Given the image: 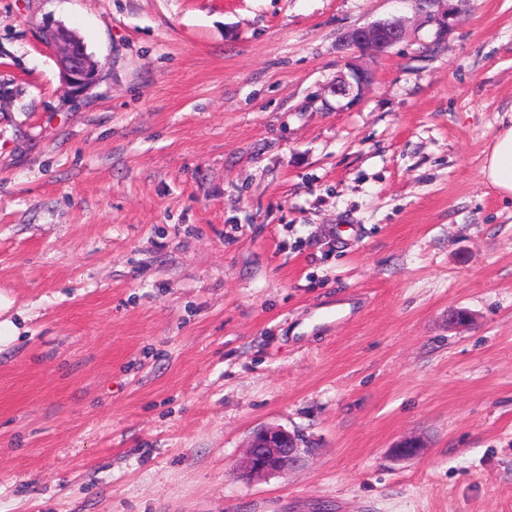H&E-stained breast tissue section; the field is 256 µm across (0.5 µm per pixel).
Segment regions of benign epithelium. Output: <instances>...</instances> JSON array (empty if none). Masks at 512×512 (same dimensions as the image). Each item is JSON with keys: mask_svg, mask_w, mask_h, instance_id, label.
<instances>
[{"mask_svg": "<svg viewBox=\"0 0 512 512\" xmlns=\"http://www.w3.org/2000/svg\"><path fill=\"white\" fill-rule=\"evenodd\" d=\"M41 37L55 54L67 94L83 95L99 82L101 65L88 55L80 41L51 26L41 29ZM403 37L404 29L398 22L377 21L352 30L345 40L363 54H377L398 44ZM374 79L372 70L364 67L357 57H349L345 72L336 76L330 85L337 108L344 109L359 102ZM421 448L423 445L417 439L408 438L393 449V456L408 460L418 456ZM312 453L313 449L302 447L298 435L280 426H261L249 437L236 470L242 479L258 481L298 465Z\"/></svg>", "mask_w": 512, "mask_h": 512, "instance_id": "1", "label": "benign epithelium"}]
</instances>
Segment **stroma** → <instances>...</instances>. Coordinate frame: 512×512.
<instances>
[{
    "mask_svg": "<svg viewBox=\"0 0 512 512\" xmlns=\"http://www.w3.org/2000/svg\"><path fill=\"white\" fill-rule=\"evenodd\" d=\"M510 122L512 0H0V512H512ZM404 29L397 21H377L356 28L345 37L347 45L362 54L386 52L404 37ZM40 33L55 54L67 94L83 95L99 82L101 65L80 41L51 26L43 27ZM357 58L350 56L345 62L347 71L336 76L330 85L331 96L336 98V109H347L359 102L375 79L374 72ZM480 172L483 181L494 191L505 199H512V125L494 136ZM245 448L236 464V470L246 481H258L280 474L313 453V448H302L299 435L281 426L257 428Z\"/></svg>",
    "mask_w": 512,
    "mask_h": 512,
    "instance_id": "obj_1",
    "label": "stroma"
}]
</instances>
